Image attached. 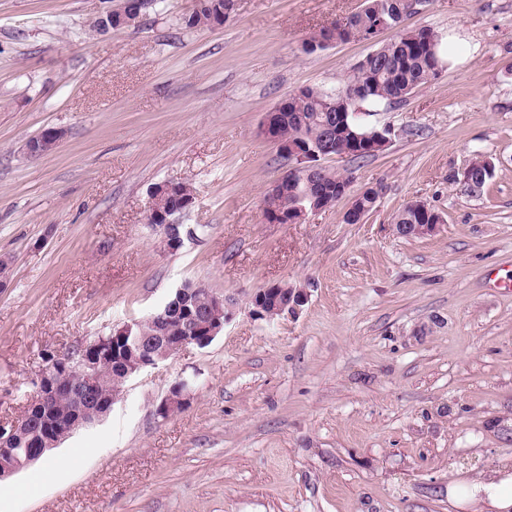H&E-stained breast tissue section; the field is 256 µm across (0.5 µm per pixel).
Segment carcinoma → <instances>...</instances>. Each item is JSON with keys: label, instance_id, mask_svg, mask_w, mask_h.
I'll use <instances>...</instances> for the list:
<instances>
[{"label": "carcinoma", "instance_id": "obj_1", "mask_svg": "<svg viewBox=\"0 0 512 512\" xmlns=\"http://www.w3.org/2000/svg\"><path fill=\"white\" fill-rule=\"evenodd\" d=\"M235 0H199L198 9L185 20L188 28L210 25L211 17L229 19L235 12ZM407 14L406 0H363L362 7L345 19L319 30L303 42V51L311 54L327 46L331 38L338 42L349 41L350 31L369 30L382 23L396 31L395 36L359 61L348 75L345 86L334 90L318 89L312 93L292 94L288 97L287 110L283 113L277 134L285 141L303 145L308 150L321 148L325 130L323 116H331V124H342L361 135L370 136L368 142L379 143L390 135L387 128L379 129L366 124L355 113L369 107L376 111L406 100L416 89L438 78L443 61L439 47V35L429 27L404 29L403 15ZM476 186L475 192L483 191L493 178V169L482 157H477L467 167ZM322 182L327 187L348 185L353 182L350 172L339 173L323 169ZM316 187L299 178L285 181L284 190L274 203L275 209L285 215L297 209L304 199L315 195ZM379 194L373 188L362 192V199L355 203V211L344 214L348 224L361 221V213L374 209ZM434 209L419 210L414 202L407 203L394 217L396 224H430ZM75 407V401L67 394L61 395L48 413L50 421L66 423Z\"/></svg>", "mask_w": 512, "mask_h": 512}]
</instances>
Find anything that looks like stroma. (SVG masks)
Returning a JSON list of instances; mask_svg holds the SVG:
<instances>
[{
    "mask_svg": "<svg viewBox=\"0 0 512 512\" xmlns=\"http://www.w3.org/2000/svg\"><path fill=\"white\" fill-rule=\"evenodd\" d=\"M363 0H236L187 28L198 0H155L102 31L120 0H0V420L27 410L46 357L160 310L188 283L235 301L213 342L132 376L98 421L0 480V512H448V487L512 474V0H424L405 27L456 34L460 63L406 102L376 156L322 158L351 200L300 224L263 217L288 170L259 134L305 87H343L377 42H303ZM65 135L29 156L44 128ZM495 174L453 183L476 155ZM188 185L195 228L176 251L146 214L156 184ZM422 200L423 238L393 224ZM307 291L295 314L251 315L260 288ZM190 402L156 409L177 382ZM64 137V131L55 127L43 129L25 145L27 154L40 157L54 152ZM371 193L375 194L376 197L374 199L371 198V196H370ZM359 194H362V199H361V201L355 202L354 205H355L356 211L355 212L349 211V210H353V205H352L348 208V212H345V214H344V220L348 224L359 223L365 214L369 213L370 211H372L374 209L376 202L379 198V191L376 189H373V188L367 189ZM367 207H369V208L366 209ZM361 213H362V215L359 216V214H361Z\"/></svg>",
    "mask_w": 512,
    "mask_h": 512,
    "instance_id": "35a3bbf8",
    "label": "stroma"
}]
</instances>
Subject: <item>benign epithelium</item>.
<instances>
[{"mask_svg":"<svg viewBox=\"0 0 512 512\" xmlns=\"http://www.w3.org/2000/svg\"><path fill=\"white\" fill-rule=\"evenodd\" d=\"M151 5V0H122L118 14L109 11L100 18L99 27L103 30L112 28L117 23L121 27L136 24L144 10ZM287 103L282 100L265 114L261 125L264 139L274 145L278 152L289 158L293 163L290 172L308 177H315L321 171L319 160L332 156L336 150V140L347 138L351 144L358 146L364 139L347 127L330 129L325 146L319 151H303L296 144L285 142L275 135L279 110ZM64 137V131L48 127L26 143L27 154L40 157L54 152ZM178 201V205L169 203V199ZM195 202L191 196H182L175 182H164L160 189L151 192L148 208V223L154 225L162 236V240L171 251L179 250L184 240L195 235L194 229L179 224L176 216L189 210ZM185 292L206 297L209 307L217 313V317L209 318L198 313L196 308L185 306L175 314L153 316L156 321V335L147 338L138 333L140 322L132 321L112 330V339L103 336L96 338L91 344L79 347L61 357H53L32 379L33 395L30 407L39 412L49 404L61 388L60 377L71 379L70 391L80 401V405L67 428L75 430L87 421L88 415L107 414L100 410L98 403L93 401L99 380L100 369L107 363L123 373L127 380L135 374L157 366L159 363L176 356L190 345L203 348L209 345L223 330L224 324L232 316V300L222 294L215 293L199 284L187 288ZM307 301V293L303 288H276L272 285L257 290L251 298V314L258 319H274L285 313H294ZM177 320L189 329L186 336L177 342H171L167 336L168 323ZM190 400L187 384H174L169 393L161 401L158 410L165 416L185 408ZM33 421L30 417H21L5 425L0 423V479L12 476L39 460L41 455L56 445L52 438L54 429L44 424L46 436L43 437L39 449L19 452L14 444L30 434Z\"/></svg>","mask_w":512,"mask_h":512,"instance_id":"7a95c632","label":"benign epithelium"}]
</instances>
